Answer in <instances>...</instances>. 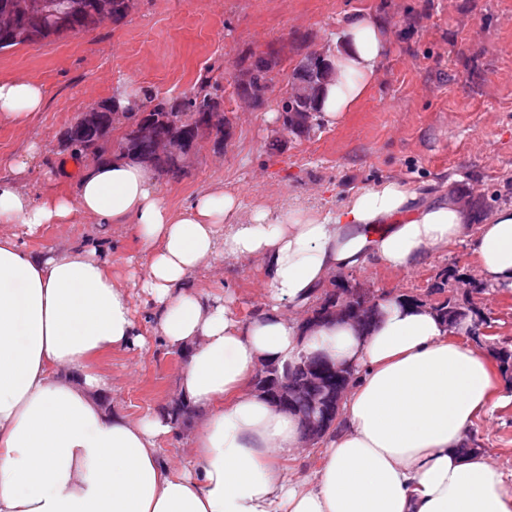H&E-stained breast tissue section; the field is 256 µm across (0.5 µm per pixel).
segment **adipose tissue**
Masks as SVG:
<instances>
[{"label": "adipose tissue", "mask_w": 512, "mask_h": 512, "mask_svg": "<svg viewBox=\"0 0 512 512\" xmlns=\"http://www.w3.org/2000/svg\"><path fill=\"white\" fill-rule=\"evenodd\" d=\"M386 46L375 15L345 21L327 54V125L365 99ZM46 99L37 82L0 78V116L16 125ZM42 151L31 142L0 174V512H512V480L468 449L475 419L494 407L482 351L452 340L430 306L399 297L381 298L365 333L348 322L300 325L334 274L371 263L408 272L446 251L468 228L462 205L420 200L390 179L331 213L295 204L244 216L220 189L176 213L155 171L121 157L88 165L71 192L31 193L22 182ZM78 215L131 225L147 255L132 287L153 306L152 332L188 352L177 393L203 416L188 460L158 451L172 417L106 409L110 386L87 368L147 334L99 241L64 251L25 243ZM474 252L485 282L512 288V208L478 227ZM248 258L263 263L266 303L244 318L230 295L200 292L194 276ZM314 354L352 368L356 383L319 467L293 477L281 463L301 451V421L250 381L261 363Z\"/></svg>", "instance_id": "1"}]
</instances>
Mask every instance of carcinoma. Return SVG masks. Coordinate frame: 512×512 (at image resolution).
I'll list each match as a JSON object with an SVG mask.
<instances>
[{"label": "carcinoma", "mask_w": 512, "mask_h": 512, "mask_svg": "<svg viewBox=\"0 0 512 512\" xmlns=\"http://www.w3.org/2000/svg\"><path fill=\"white\" fill-rule=\"evenodd\" d=\"M132 8L129 0H0V51L90 31L106 20L117 23ZM238 65L243 75L237 85L238 96L254 108L262 107L277 62L247 50L241 53ZM332 77L330 65L320 57H304L292 74L290 92L281 100L284 131L302 134L313 129L320 93ZM115 107L112 98L91 107V118L66 126L59 133L60 142L79 156L101 160L115 154L146 163L158 174L171 177L186 174L184 159L202 138L212 136L218 146H224V100L209 77L180 96L156 95L137 111L122 113L124 130L114 142ZM454 275V270L444 273L441 284L430 291L443 295L436 310L449 324L477 316L472 298L447 293L446 285Z\"/></svg>", "instance_id": "carcinoma-1"}]
</instances>
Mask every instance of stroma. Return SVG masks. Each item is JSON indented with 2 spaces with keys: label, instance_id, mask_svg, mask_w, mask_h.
Listing matches in <instances>:
<instances>
[{
  "label": "stroma",
  "instance_id": "stroma-1",
  "mask_svg": "<svg viewBox=\"0 0 512 512\" xmlns=\"http://www.w3.org/2000/svg\"><path fill=\"white\" fill-rule=\"evenodd\" d=\"M365 11L383 18L389 48L374 87L335 126L318 124L304 134L283 131L266 115L279 111L298 63L326 54L348 17ZM273 55L272 88L255 109L236 93V61L244 50ZM217 79L224 97V147L201 140L179 178L159 177L175 210L221 189L234 195L241 214L263 205L288 204L334 211L353 193L397 179L421 199L454 197L487 223L512 207V0H135L119 23L106 22L41 45L0 51V78L23 77L44 85L46 106L24 127L0 121V163L21 156L28 143L44 150L29 189L62 192L82 164L57 135L90 107L112 98L118 80L158 95H177L202 77ZM99 235L79 220L47 224L29 238L32 249L64 250ZM101 246L112 256V274L128 285L144 271L146 255L130 225H113ZM259 259L220 261L196 276L198 288L237 300L248 315L265 300ZM477 276L474 236L466 234L410 272L369 265L348 280L377 292L426 295L447 269ZM485 335L460 333V343L491 352L512 345V289L490 288L478 298ZM185 361L151 335L147 346L116 350L90 367L112 383L110 407L131 418L165 411L177 397ZM501 403L479 417L473 446L512 473V378L494 372Z\"/></svg>",
  "mask_w": 512,
  "mask_h": 512
}]
</instances>
